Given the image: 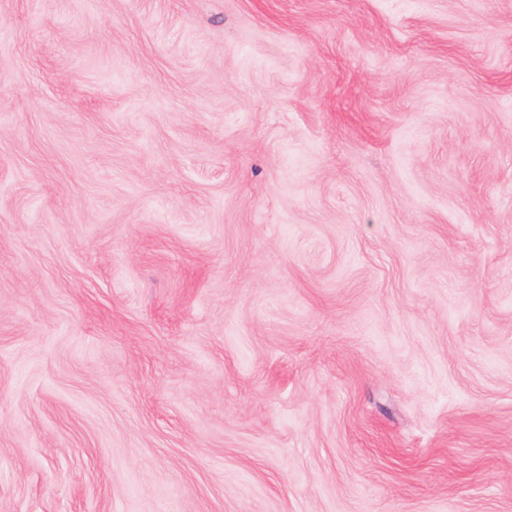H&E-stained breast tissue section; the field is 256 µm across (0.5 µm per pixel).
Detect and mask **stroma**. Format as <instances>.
<instances>
[{"label":"stroma","instance_id":"stroma-1","mask_svg":"<svg viewBox=\"0 0 512 512\" xmlns=\"http://www.w3.org/2000/svg\"><path fill=\"white\" fill-rule=\"evenodd\" d=\"M0 512H512V0H0Z\"/></svg>","mask_w":512,"mask_h":512}]
</instances>
